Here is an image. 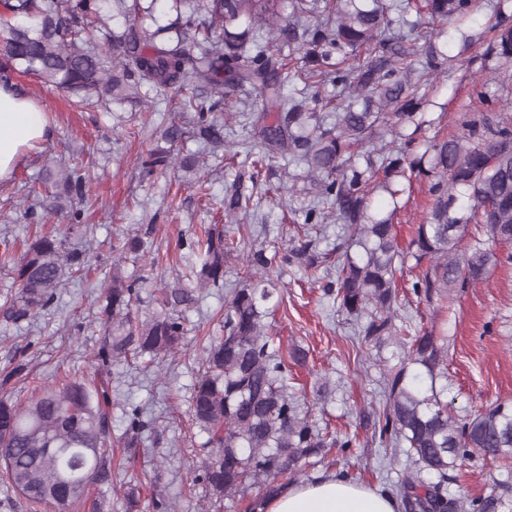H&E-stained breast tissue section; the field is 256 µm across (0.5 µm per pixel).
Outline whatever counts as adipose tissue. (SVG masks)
Segmentation results:
<instances>
[{"label": "adipose tissue", "instance_id": "1", "mask_svg": "<svg viewBox=\"0 0 512 512\" xmlns=\"http://www.w3.org/2000/svg\"><path fill=\"white\" fill-rule=\"evenodd\" d=\"M46 114L14 85L0 84V182L9 179L27 149L48 136ZM264 512H397L396 500L350 478L329 474L288 487Z\"/></svg>", "mask_w": 512, "mask_h": 512}]
</instances>
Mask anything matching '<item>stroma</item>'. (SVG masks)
I'll return each mask as SVG.
<instances>
[{
	"instance_id": "35a3bbf8",
	"label": "stroma",
	"mask_w": 512,
	"mask_h": 512,
	"mask_svg": "<svg viewBox=\"0 0 512 512\" xmlns=\"http://www.w3.org/2000/svg\"><path fill=\"white\" fill-rule=\"evenodd\" d=\"M432 41L457 63L418 91L427 120L417 135L415 149L420 153L429 141L461 131L477 114L512 117V61L489 52L483 42L464 49L460 34L451 27L434 34ZM15 84L44 109L51 134L27 151L10 180L0 182V253L8 249L20 256L25 239L53 231L50 223H28L24 211L39 173L63 158L82 163L91 182V195L83 204L89 226L83 246L89 264L80 275L64 281L53 305L33 320L15 324L0 317V371L24 367L21 376L0 384V396L23 401L41 386L72 378L107 392L112 483L93 485L79 512H126V494L133 487L139 495L137 512H161L162 500L174 503L177 512H245L252 491L219 501L200 479L207 436L190 417L193 389L203 373L202 346L208 337L223 335L230 290L246 281L241 255L229 259L223 287L203 290L198 303L186 311L181 351L156 359L149 367L96 360L102 336L98 297L112 279L113 263H120L123 274L143 280L139 314L145 319L161 311L158 289L184 283L188 244L206 232L233 241L241 254L261 245L287 248L306 237L323 253L341 238L342 224H304L301 211L317 193L284 191L288 179L278 168L262 175L254 205L239 215L237 223H222L224 195L250 160L241 153L225 161L223 151H211L190 139L177 148L199 153L208 194L198 193L189 175L179 169L144 176L139 157L160 142L168 120L174 118L175 90L159 92L157 111L143 112L127 103L109 109L76 108L64 93L39 86L28 75L17 76ZM431 182L426 175L413 177L410 189L395 203L387 194H375V210L393 213L401 242L409 241L413 225L429 210ZM132 236L147 243V254L121 253L125 239ZM498 252L503 261L487 284L431 306L413 298L404 308L414 325L447 334L445 399L461 414L498 399L512 400V245H499ZM318 275L314 282L299 262L285 266L281 299L266 320L283 350L295 344L306 350V361L291 367L305 395H312L322 380L344 378L328 404L313 406L311 414L338 434L356 436L359 445L340 459L328 454L309 467L308 475L314 479L346 469L356 482L385 490L393 475L383 449L371 440L373 428L367 417L383 399V368L398 364L399 351L390 346L378 355L355 345L361 322L339 311L323 291L324 283L336 278L335 260L323 264ZM136 408L146 422L139 431L128 424V415ZM453 476L451 491L476 496L487 492L493 479L507 478L508 472L477 457Z\"/></svg>"
}]
</instances>
